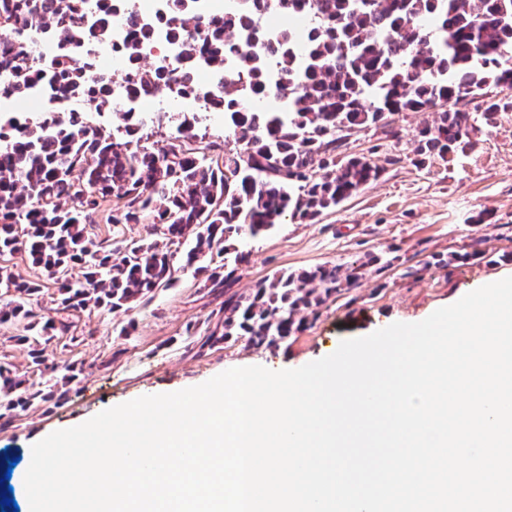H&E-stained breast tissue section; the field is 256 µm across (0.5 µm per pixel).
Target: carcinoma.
Segmentation results:
<instances>
[{
    "mask_svg": "<svg viewBox=\"0 0 512 512\" xmlns=\"http://www.w3.org/2000/svg\"><path fill=\"white\" fill-rule=\"evenodd\" d=\"M86 2L0 0V96L22 99L38 90L62 103L80 95L86 111L115 116L110 133L63 110L0 124V138L9 139L0 148V257L20 255L44 274L55 288L56 312L119 310L173 284L172 247L189 236L181 267L224 293L222 317L204 347L245 337L276 348L301 329L300 314L362 276L358 267L323 265L277 273L248 294L232 290L249 259L239 240L286 217L312 223L378 178L381 168L370 158L336 155L344 133L380 125L399 140L388 117L438 108L416 131L417 152L443 157L468 145L474 130L458 105L491 85L512 87V0H267L264 7L284 18L309 17L304 40L290 24L265 34L248 6L205 20L191 0H167L181 59L223 72L239 58L247 81L227 82L211 97V110L224 113V144L198 145L183 122L172 143L156 148L95 84L91 64L71 54L109 36ZM34 33L58 47L42 64L31 54ZM150 33L136 23L125 40L124 79L136 96L189 79L186 71L144 62ZM278 88L290 91L288 111L251 108ZM509 109L512 95L490 97L485 119ZM106 200V223L149 224L150 237L117 248L98 239L91 228ZM75 266L85 269L84 280L73 278ZM40 288L0 264V297H8L0 323H22L37 367L44 365L38 337L68 329L27 308ZM49 398L42 383L0 362V420Z\"/></svg>",
    "mask_w": 512,
    "mask_h": 512,
    "instance_id": "cac0c4a2",
    "label": "carcinoma"
}]
</instances>
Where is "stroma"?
<instances>
[{
    "instance_id": "1",
    "label": "stroma",
    "mask_w": 512,
    "mask_h": 512,
    "mask_svg": "<svg viewBox=\"0 0 512 512\" xmlns=\"http://www.w3.org/2000/svg\"><path fill=\"white\" fill-rule=\"evenodd\" d=\"M484 107L483 98L466 100L471 143L444 159L415 153V131L432 120L429 112L397 116V141L375 128L348 132L341 154L370 156L380 176L316 223L286 219L241 243L250 257L237 272L238 292H250L278 270L363 268L356 285L330 297L279 347L258 348L241 337L200 350L224 295L190 269L129 311L67 315L68 331L41 340L40 347L47 364H75V377L64 399H49L0 425V477L8 471L20 476L34 443L107 408L196 386L233 367L298 368L335 351L342 340L421 321L512 276V111L488 122ZM182 121L204 141L224 138L220 112H183L141 133L163 147Z\"/></svg>"
}]
</instances>
